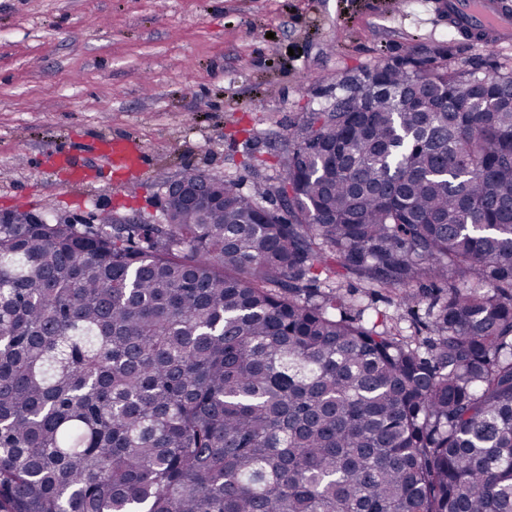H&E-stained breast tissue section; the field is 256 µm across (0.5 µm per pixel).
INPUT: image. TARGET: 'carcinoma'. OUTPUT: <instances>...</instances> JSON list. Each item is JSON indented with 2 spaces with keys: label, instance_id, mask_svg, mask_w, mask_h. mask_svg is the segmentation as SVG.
<instances>
[{
  "label": "carcinoma",
  "instance_id": "carcinoma-1",
  "mask_svg": "<svg viewBox=\"0 0 512 512\" xmlns=\"http://www.w3.org/2000/svg\"><path fill=\"white\" fill-rule=\"evenodd\" d=\"M342 86L274 184L0 224V512H512V72ZM344 272L448 285L431 335L317 294Z\"/></svg>",
  "mask_w": 512,
  "mask_h": 512
}]
</instances>
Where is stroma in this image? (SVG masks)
I'll list each match as a JSON object with an SVG mask.
<instances>
[{
  "label": "stroma",
  "instance_id": "stroma-1",
  "mask_svg": "<svg viewBox=\"0 0 512 512\" xmlns=\"http://www.w3.org/2000/svg\"><path fill=\"white\" fill-rule=\"evenodd\" d=\"M437 0H0V211L49 221L159 215V173L204 171L250 189L276 179L274 147L303 113L342 95L343 77L444 49L449 67L512 71V46L472 45ZM124 139L142 170L108 169L92 145ZM78 153L82 183L60 160ZM137 184L129 194V184ZM366 322L405 334L429 304L338 276Z\"/></svg>",
  "mask_w": 512,
  "mask_h": 512
}]
</instances>
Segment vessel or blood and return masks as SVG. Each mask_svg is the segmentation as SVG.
<instances>
[{"mask_svg":"<svg viewBox=\"0 0 512 512\" xmlns=\"http://www.w3.org/2000/svg\"><path fill=\"white\" fill-rule=\"evenodd\" d=\"M448 24L465 40L494 48L512 42V0H447ZM103 163L131 168L141 158L139 148L123 140L104 143Z\"/></svg>","mask_w":512,"mask_h":512,"instance_id":"vessel-or-blood-1","label":"vessel or blood"}]
</instances>
